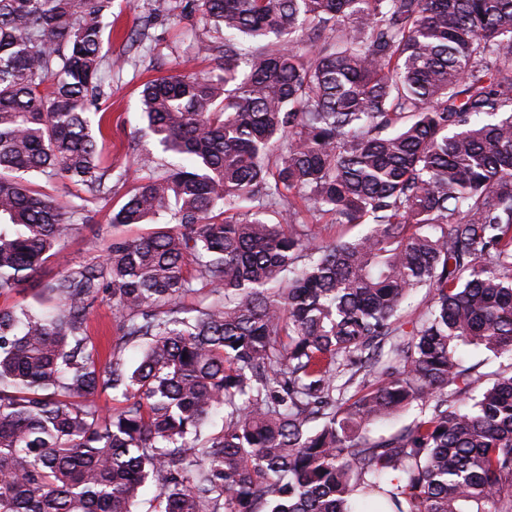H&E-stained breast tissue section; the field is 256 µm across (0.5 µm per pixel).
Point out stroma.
<instances>
[{
  "instance_id": "obj_1",
  "label": "stroma",
  "mask_w": 512,
  "mask_h": 512,
  "mask_svg": "<svg viewBox=\"0 0 512 512\" xmlns=\"http://www.w3.org/2000/svg\"><path fill=\"white\" fill-rule=\"evenodd\" d=\"M174 0H112V35L103 44L106 56L104 96L98 107L104 113L102 125V158L113 172L139 166L146 154H158L154 139L147 135V122L141 113L140 92L148 80L174 73L182 66L209 71L217 59L194 57L188 48L190 39L207 37L208 32L188 16L169 20L168 8ZM152 16L148 40L140 46L131 41L138 19ZM129 186L113 182L108 200L90 205L84 223L78 224L67 240L63 259L44 262L25 289L0 296V307H38L44 286L56 279L66 266L98 262L106 254L113 239L135 237L150 232L147 224L117 225L111 223L113 209L124 201Z\"/></svg>"
}]
</instances>
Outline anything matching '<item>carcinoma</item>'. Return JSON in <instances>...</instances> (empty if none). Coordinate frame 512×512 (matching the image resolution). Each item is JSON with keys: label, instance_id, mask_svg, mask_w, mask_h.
<instances>
[{"label": "carcinoma", "instance_id": "1", "mask_svg": "<svg viewBox=\"0 0 512 512\" xmlns=\"http://www.w3.org/2000/svg\"><path fill=\"white\" fill-rule=\"evenodd\" d=\"M170 12L198 16L195 54L224 67L144 84L180 163L143 160L112 212L170 228L65 269L40 313L0 308V512H137L149 485L147 512H512V0ZM111 16L0 0V295L110 195L92 107ZM63 180L83 204L42 189ZM325 218L365 230L325 242ZM99 299L119 332L105 360ZM471 349L511 363L488 381ZM90 336L105 349L118 336L111 305L105 300L96 301L90 309L88 319Z\"/></svg>", "mask_w": 512, "mask_h": 512}]
</instances>
